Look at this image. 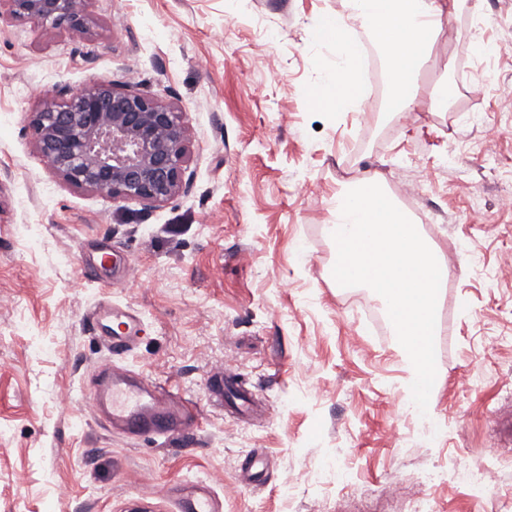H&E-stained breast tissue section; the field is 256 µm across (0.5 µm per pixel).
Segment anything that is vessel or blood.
<instances>
[{"mask_svg": "<svg viewBox=\"0 0 512 512\" xmlns=\"http://www.w3.org/2000/svg\"><path fill=\"white\" fill-rule=\"evenodd\" d=\"M94 317L116 322V329L106 337L113 350L129 349L139 338L141 320L134 310L100 304ZM89 399L112 432L130 437L150 434L171 440L197 428L202 419L198 402L179 388L136 379L130 371L112 362L99 367ZM220 509L208 486L203 484L183 488L177 496L176 512Z\"/></svg>", "mask_w": 512, "mask_h": 512, "instance_id": "vessel-or-blood-1", "label": "vessel or blood"}]
</instances>
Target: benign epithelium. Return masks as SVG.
<instances>
[{
	"instance_id": "1",
	"label": "benign epithelium",
	"mask_w": 512,
	"mask_h": 512,
	"mask_svg": "<svg viewBox=\"0 0 512 512\" xmlns=\"http://www.w3.org/2000/svg\"><path fill=\"white\" fill-rule=\"evenodd\" d=\"M4 18L86 32L89 0H5ZM34 146L67 183L106 191L151 209L186 187L189 130L182 113L149 92L119 82L62 87L32 113Z\"/></svg>"
}]
</instances>
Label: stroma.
<instances>
[{
	"instance_id": "stroma-1",
	"label": "stroma",
	"mask_w": 512,
	"mask_h": 512,
	"mask_svg": "<svg viewBox=\"0 0 512 512\" xmlns=\"http://www.w3.org/2000/svg\"><path fill=\"white\" fill-rule=\"evenodd\" d=\"M348 0H92L89 32L0 23V512H173L181 482L207 481L222 512H512V0H465L418 72L417 105L383 120L388 86L356 110L315 106L332 54L315 35ZM487 75L483 98L467 95ZM464 111H434L439 78ZM119 80L173 104L190 132L188 189L150 210L74 187L33 146L30 118L61 86ZM379 174L417 188L411 216L440 249L436 427L414 429L406 373L382 303L333 281L329 198ZM112 262L81 275V245ZM139 312L113 357L89 310ZM119 359L201 403L172 441L112 433L85 391ZM229 371L253 393L209 403ZM259 458L264 482L247 464ZM491 462L490 485L425 482Z\"/></svg>"
}]
</instances>
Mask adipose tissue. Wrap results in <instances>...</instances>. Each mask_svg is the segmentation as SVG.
<instances>
[{
	"label": "adipose tissue",
	"mask_w": 512,
	"mask_h": 512,
	"mask_svg": "<svg viewBox=\"0 0 512 512\" xmlns=\"http://www.w3.org/2000/svg\"><path fill=\"white\" fill-rule=\"evenodd\" d=\"M461 0H352L348 16L337 17L318 29V39L333 59L324 69L315 99L332 109L347 108L357 97L351 68L356 55L353 24L384 33L381 48L388 63L386 118L410 111L419 95L417 73L440 31V18L456 13Z\"/></svg>",
	"instance_id": "adipose-tissue-1"
}]
</instances>
